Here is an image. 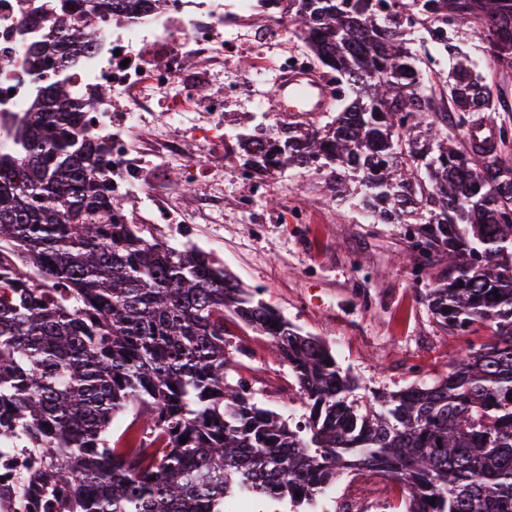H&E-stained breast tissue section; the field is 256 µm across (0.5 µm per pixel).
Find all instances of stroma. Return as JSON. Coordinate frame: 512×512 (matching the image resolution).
<instances>
[{"label":"stroma","instance_id":"35a3bbf8","mask_svg":"<svg viewBox=\"0 0 512 512\" xmlns=\"http://www.w3.org/2000/svg\"><path fill=\"white\" fill-rule=\"evenodd\" d=\"M456 29L492 92L495 109L481 113V120L512 129V74L496 73L482 58L472 22L458 21ZM220 162L182 193L222 197L223 223L152 224L132 200L134 223L173 247L209 252L244 287L260 289L261 299L302 332L333 344L337 365L359 382L355 398L447 372L464 338L441 326L428 309V293L446 269L418 251L416 225L364 223L358 209L331 199L322 175L312 169L267 172L271 190L246 215L236 207L247 191L238 178L241 156L224 155ZM291 207L306 210L308 223H284ZM229 330L240 350V374L256 399L299 417L295 381L268 338L234 324Z\"/></svg>","mask_w":512,"mask_h":512}]
</instances>
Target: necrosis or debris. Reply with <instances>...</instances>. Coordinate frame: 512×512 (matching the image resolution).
Masks as SVG:
<instances>
[{
	"label": "necrosis or debris",
	"instance_id": "obj_1",
	"mask_svg": "<svg viewBox=\"0 0 512 512\" xmlns=\"http://www.w3.org/2000/svg\"><path fill=\"white\" fill-rule=\"evenodd\" d=\"M50 17L49 0H0V139L33 110L53 77L32 54ZM298 72L336 87L334 74L292 36L282 0H167L163 12L103 23L68 70L85 122L108 143L119 190L140 187L159 215L179 224L212 223L224 204L183 198L179 185L168 183L165 164L177 163L182 183L198 181L224 147L225 110L249 105L272 120L281 104L266 94V79ZM116 96L127 102L120 124L112 121ZM157 112L165 123L154 122ZM188 140L195 151L185 149ZM142 153L163 163L146 182L131 167Z\"/></svg>",
	"mask_w": 512,
	"mask_h": 512
}]
</instances>
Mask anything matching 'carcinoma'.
<instances>
[{
	"instance_id": "obj_1",
	"label": "carcinoma",
	"mask_w": 512,
	"mask_h": 512,
	"mask_svg": "<svg viewBox=\"0 0 512 512\" xmlns=\"http://www.w3.org/2000/svg\"><path fill=\"white\" fill-rule=\"evenodd\" d=\"M87 2L77 18L70 0L55 8L35 57L58 77L0 147V448L27 453L26 481L40 486L31 506L250 512L264 499L305 512L343 473L377 470L405 493L402 512H512V140L468 150L439 129L402 31L415 10L444 25L468 16L489 60L512 72V0H288L294 34L336 72V110L322 123L283 112L272 129L236 135L251 171L313 167L334 196L356 189L378 222L420 225L426 251L448 262L428 308L479 343L447 373L366 403L325 340L210 253L115 219L124 202L106 142L81 127L60 74L102 19L141 0ZM446 91L460 128L493 111L460 62ZM229 316L288 364L298 420L229 381ZM129 411L150 431L131 448L112 439Z\"/></svg>"
}]
</instances>
